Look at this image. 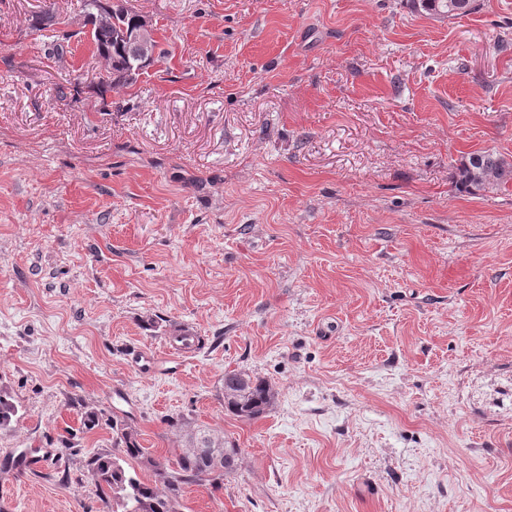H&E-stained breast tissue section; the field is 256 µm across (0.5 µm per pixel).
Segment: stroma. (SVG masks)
I'll return each mask as SVG.
<instances>
[{
  "label": "stroma",
  "mask_w": 512,
  "mask_h": 512,
  "mask_svg": "<svg viewBox=\"0 0 512 512\" xmlns=\"http://www.w3.org/2000/svg\"><path fill=\"white\" fill-rule=\"evenodd\" d=\"M44 3L0 0V512H112V421L167 457L178 416L241 452L185 512H512V183L451 179L512 160V0H130L157 50L103 96ZM420 10L438 17H456L472 10L473 0H414ZM456 170L457 182L475 192L497 190L512 180L511 160L489 150L468 154L459 161ZM275 393L271 382L246 371L224 374V410L241 420L251 421L266 414Z\"/></svg>",
  "instance_id": "obj_1"
}]
</instances>
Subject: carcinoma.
Returning a JSON list of instances; mask_svg holds the SVG:
<instances>
[{
    "label": "carcinoma",
    "mask_w": 512,
    "mask_h": 512,
    "mask_svg": "<svg viewBox=\"0 0 512 512\" xmlns=\"http://www.w3.org/2000/svg\"><path fill=\"white\" fill-rule=\"evenodd\" d=\"M473 0H415L419 9L438 17H456L472 10ZM57 24L56 15L49 8L31 17V28L42 30ZM136 27V11L118 4L112 8V33L91 32L93 54L107 59V72L112 81L100 80L93 85L99 92L111 83L132 85L150 63L128 38ZM458 183L475 192L496 190L512 180V162L489 150L468 154L456 167ZM275 399V389L264 378L241 370L224 374V411L241 420L262 417ZM17 406L0 395V430L8 428L17 415ZM117 446L124 458L100 453L89 460L88 466L98 485L112 492L115 512H183V492L189 485L218 487L224 478L235 474L240 467V449L222 437L188 430L183 450L172 459L152 456L142 448L138 433L129 424H123ZM140 462L151 472L145 480L138 473H130L123 459Z\"/></svg>",
    "instance_id": "carcinoma-1"
}]
</instances>
